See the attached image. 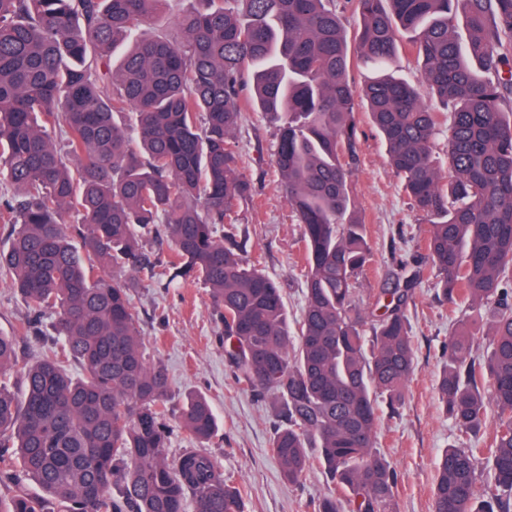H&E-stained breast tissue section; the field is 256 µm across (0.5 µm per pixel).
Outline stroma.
Wrapping results in <instances>:
<instances>
[{
	"instance_id": "35a3bbf8",
	"label": "stroma",
	"mask_w": 512,
	"mask_h": 512,
	"mask_svg": "<svg viewBox=\"0 0 512 512\" xmlns=\"http://www.w3.org/2000/svg\"><path fill=\"white\" fill-rule=\"evenodd\" d=\"M356 118L362 154L352 189L367 225L371 256L357 280L355 303L366 312L374 308L400 259L418 254L427 224L388 164L365 105H358ZM273 133L265 115L250 111L236 135L242 172L253 188V201L242 210L241 218L249 233L247 247L260 269L280 284L287 317L293 323L304 301L302 229L272 165ZM434 283L430 265H423L408 310L414 372L398 414L385 408L377 421L378 447L398 475L394 512H433L437 462L455 442L453 423L441 411L437 381L448 358L446 344L456 316L452 303L438 299ZM131 298L139 312L147 355L167 369L171 413H178L185 397L195 392L209 400L217 418V431L205 445L177 432L170 459L204 448L231 482L243 489L246 512H313L314 500L334 483L317 467L300 484L282 477L268 451L275 433L287 425L282 405L271 393L259 395L238 383L225 364L208 288L200 282L166 288L146 280L133 289ZM29 313L27 302L8 280L0 278V335L16 337L19 353L32 358L45 346L52 329L46 324L42 335L22 333L20 324Z\"/></svg>"
}]
</instances>
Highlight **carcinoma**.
Wrapping results in <instances>:
<instances>
[{
    "label": "carcinoma",
    "mask_w": 512,
    "mask_h": 512,
    "mask_svg": "<svg viewBox=\"0 0 512 512\" xmlns=\"http://www.w3.org/2000/svg\"><path fill=\"white\" fill-rule=\"evenodd\" d=\"M166 2L0 0V222L16 227L0 273L31 305L22 329L48 317L54 330L29 361L0 335V482L15 485L0 512H187L189 495L193 512H244L205 452L169 460L176 430L205 443L217 420L190 395L171 423L167 374L147 359L131 302L141 274L208 287L226 362L288 413L270 445L282 475L299 484L316 462L338 487L316 512H393L376 422L381 402L398 412L414 369V278L396 276L378 314L353 305L370 256L351 184L358 97L429 224L436 289L462 308L438 381L456 441L434 512H512V0H348L356 57L336 0H194L180 39L141 38ZM400 29L420 84L387 76L356 90V59L387 63ZM248 105L275 123V171L302 228L295 346L279 284L238 240L253 193L233 139ZM151 224L176 260L144 248ZM489 302L480 354L468 322ZM16 373L20 396L6 385Z\"/></svg>",
    "instance_id": "cac0c4a2"
}]
</instances>
